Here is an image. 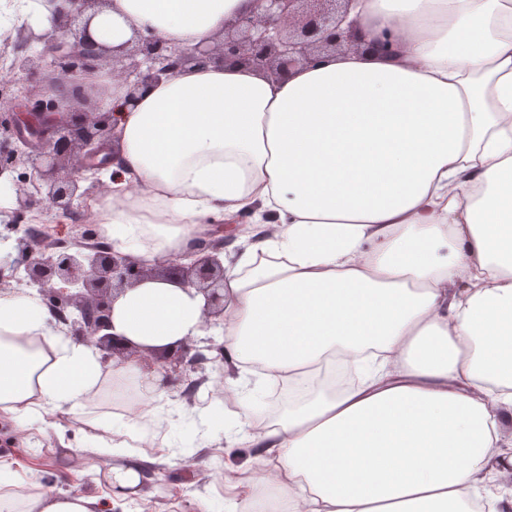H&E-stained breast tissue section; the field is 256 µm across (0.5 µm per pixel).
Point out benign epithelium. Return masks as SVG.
<instances>
[{"label":"benign epithelium","instance_id":"benign-epithelium-1","mask_svg":"<svg viewBox=\"0 0 512 512\" xmlns=\"http://www.w3.org/2000/svg\"><path fill=\"white\" fill-rule=\"evenodd\" d=\"M53 27L42 35L20 38L10 66L32 77L44 64L74 76L99 67L107 49L94 43L87 27L79 24L84 11L98 0H63ZM261 12L242 13L224 25L219 47L174 48L159 37L134 31L121 48L129 63L120 76L137 88L160 76H174L189 64L239 63L284 79L300 65H311L327 53H340L352 46L367 52L394 55L398 42L391 31L361 38L351 44L342 28L352 0H258ZM41 48L30 51L31 43ZM61 110L53 87L44 89L43 99L28 112L0 117V178L7 174L16 187V206L0 208V242L11 243L8 257L0 265V288L9 281L35 287L57 323L68 327L67 335L94 347L107 362L118 356L150 362L155 358L166 367V378L185 376L208 361L200 349L185 344L173 352L138 353L126 339L110 333L114 294L145 279L166 278L193 287L205 297V324H216L224 316V224H214L210 233L197 238L190 253L196 257L185 266L173 260L146 267L120 255L110 247L84 250L76 244L99 236L95 224H73L66 237L54 239L45 249L41 236L29 230L19 232L25 211L43 208L63 215L74 214V202L83 199L82 188L88 165L71 168L65 177L58 171L65 162L80 156L95 158L110 142L117 125L114 109L107 112H74L63 122L46 119Z\"/></svg>","mask_w":512,"mask_h":512}]
</instances>
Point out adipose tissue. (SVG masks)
Segmentation results:
<instances>
[{"label": "adipose tissue", "mask_w": 512, "mask_h": 512, "mask_svg": "<svg viewBox=\"0 0 512 512\" xmlns=\"http://www.w3.org/2000/svg\"><path fill=\"white\" fill-rule=\"evenodd\" d=\"M61 0H0V33L51 27ZM256 0H108L88 33L117 47L151 30L177 48L213 44ZM349 19L390 28L398 59L349 49L274 81L243 66H189L139 88L103 72L60 79L78 107L94 81L121 106L124 166L89 202L115 252L146 266L186 255L211 221L249 216L224 256V321L162 279L112 305L115 334L173 350L222 337L224 389L240 412L210 422L213 447H247L256 487L287 512H498L482 462L512 419V0H354ZM33 291L0 294V410L21 430L79 413L97 354L55 329ZM261 360L289 402L250 416ZM155 442L105 446L124 457L116 486L139 484ZM223 503L256 512L225 476ZM0 512H105L53 490Z\"/></svg>", "instance_id": "1"}]
</instances>
